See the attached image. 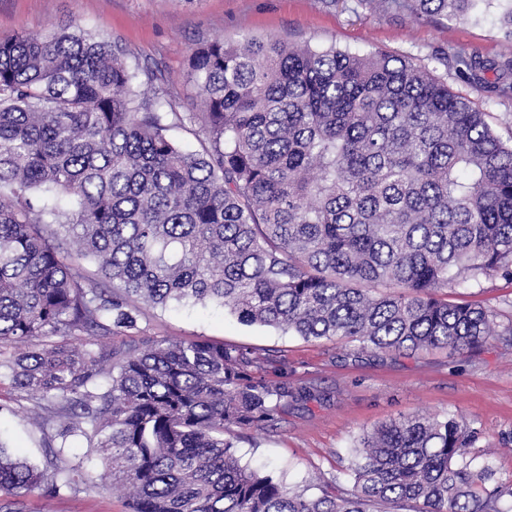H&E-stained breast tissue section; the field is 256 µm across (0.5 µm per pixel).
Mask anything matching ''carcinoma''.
Wrapping results in <instances>:
<instances>
[{
	"instance_id": "obj_1",
	"label": "carcinoma",
	"mask_w": 512,
	"mask_h": 512,
	"mask_svg": "<svg viewBox=\"0 0 512 512\" xmlns=\"http://www.w3.org/2000/svg\"><path fill=\"white\" fill-rule=\"evenodd\" d=\"M366 2L457 16L478 0ZM443 64L476 85L496 72L512 98L510 59ZM188 78L203 109L181 114L160 69L90 32L0 38V346L53 339L0 358V382L60 441L43 470L0 442V492L76 490L82 467L62 453L82 436L131 512H504L512 489L480 493L460 417L374 428L353 492L312 496L243 464L229 434L275 426L316 389L268 380L274 359L244 346L102 342L141 305L189 301L388 352L498 335L493 309L448 300L512 281V143L470 99L382 52L273 39L202 43ZM187 123L200 152L168 136Z\"/></svg>"
}]
</instances>
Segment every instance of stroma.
<instances>
[{"label":"stroma","mask_w":512,"mask_h":512,"mask_svg":"<svg viewBox=\"0 0 512 512\" xmlns=\"http://www.w3.org/2000/svg\"><path fill=\"white\" fill-rule=\"evenodd\" d=\"M498 0H482L466 18L382 12L363 0H0V38L41 36L67 27L118 43L131 62L159 67L177 86L180 105L195 94L187 78L192 48L217 37L238 41L280 39L351 52L383 51L425 68L487 112L502 139L512 138L503 115L512 100L487 86H472L446 69L448 49L512 55V39L499 23ZM455 302H480L512 323V282L497 278L452 290ZM151 336L171 341L211 340L246 345L273 355L269 372L290 387H313L323 401L289 402L277 425L237 432L236 451L252 468L293 491L319 494L326 486L347 491L346 470L363 433L415 414L463 417L473 433L468 448L477 468L490 472L488 487L512 489V336H495L461 354L449 348L408 354L359 343L305 339L275 328L245 326L222 306L181 304L142 308L136 327L111 336L114 345ZM0 442L45 467L48 447L24 400L0 411ZM65 459L81 464L87 483L49 499L41 492L0 496V512H130L129 496L101 484L104 461L89 441H68Z\"/></svg>","instance_id":"35a3bbf8"}]
</instances>
